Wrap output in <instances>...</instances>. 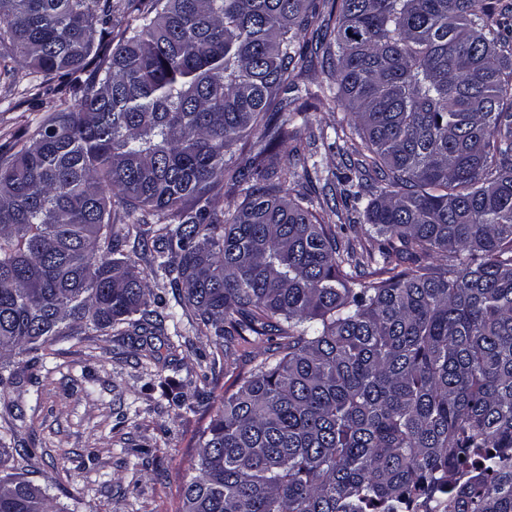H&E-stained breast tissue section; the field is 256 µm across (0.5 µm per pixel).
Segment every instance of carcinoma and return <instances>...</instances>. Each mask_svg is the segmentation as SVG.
Segmentation results:
<instances>
[{
	"mask_svg": "<svg viewBox=\"0 0 512 512\" xmlns=\"http://www.w3.org/2000/svg\"><path fill=\"white\" fill-rule=\"evenodd\" d=\"M334 2L0 0V73L64 105L0 152V393L13 355L174 317L121 212L159 225L138 246L216 348L282 339L208 392L183 512H512V6ZM316 18L336 88L305 92L336 93L359 145L336 192L378 193L360 257L273 155ZM0 512L60 510L6 473ZM123 216L120 214L117 215L116 219V229L119 230V233L123 236H127L125 249L130 252L133 258L138 262V266L140 269H143L146 275V286L150 290V293L153 297L159 298L161 297L163 300L169 302V304H174L173 295L171 293V288L168 284V280L162 275L161 272H158L157 275L151 272V269L154 266L152 257L150 254L144 255L141 254L140 251L135 255L132 253L133 241L136 234H141L144 236L151 237L154 234V230H156L159 225L157 224H141L136 227L130 226V232L127 235L128 228L126 224H124Z\"/></svg>",
	"mask_w": 512,
	"mask_h": 512,
	"instance_id": "1",
	"label": "carcinoma"
}]
</instances>
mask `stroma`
I'll list each match as a JSON object with an SVG mask.
<instances>
[{
  "label": "stroma",
  "mask_w": 512,
  "mask_h": 512,
  "mask_svg": "<svg viewBox=\"0 0 512 512\" xmlns=\"http://www.w3.org/2000/svg\"><path fill=\"white\" fill-rule=\"evenodd\" d=\"M332 80L331 65L322 54L312 55L292 111L282 114L290 130L315 140L311 167L290 185L311 199L341 243L360 251L368 241L348 225L346 205L331 193L357 159L337 138L347 112L340 101L304 94ZM28 82L22 69L13 84L0 82V148L53 120L60 109L52 91L25 98ZM267 349L264 342L237 340L235 362L225 364L189 313L151 338L112 331L64 339L14 358L15 384L0 397V437L13 453L25 454L28 479L48 487L64 512H182L200 435L213 413L176 405L175 396L235 391Z\"/></svg>",
  "instance_id": "obj_1"
}]
</instances>
